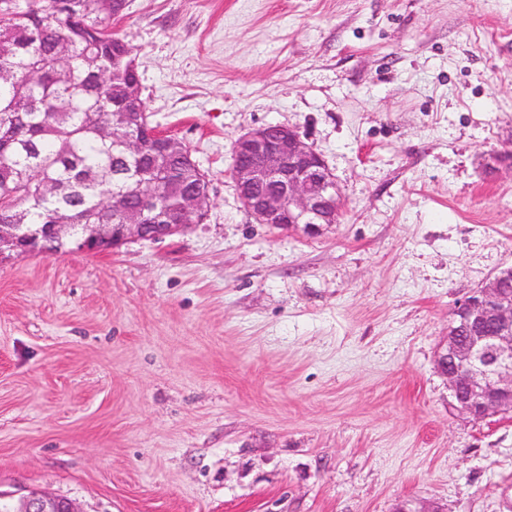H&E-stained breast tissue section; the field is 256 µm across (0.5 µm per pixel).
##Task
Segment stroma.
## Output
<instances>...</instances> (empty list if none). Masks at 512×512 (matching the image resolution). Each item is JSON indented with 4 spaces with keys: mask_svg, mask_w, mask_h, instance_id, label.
I'll return each instance as SVG.
<instances>
[{
    "mask_svg": "<svg viewBox=\"0 0 512 512\" xmlns=\"http://www.w3.org/2000/svg\"><path fill=\"white\" fill-rule=\"evenodd\" d=\"M153 125L209 181L161 240L0 262V501L79 512H512V418L452 407L457 301L512 265V0H129ZM285 124L344 199L244 209L234 140ZM8 509L11 512H79L68 499L38 492L23 498L19 507Z\"/></svg>",
    "mask_w": 512,
    "mask_h": 512,
    "instance_id": "1",
    "label": "stroma"
}]
</instances>
